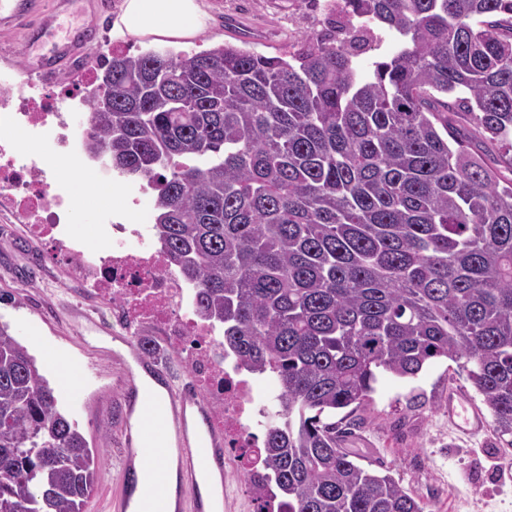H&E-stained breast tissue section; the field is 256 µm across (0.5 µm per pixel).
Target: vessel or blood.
I'll list each match as a JSON object with an SVG mask.
<instances>
[{
  "mask_svg": "<svg viewBox=\"0 0 512 512\" xmlns=\"http://www.w3.org/2000/svg\"><path fill=\"white\" fill-rule=\"evenodd\" d=\"M71 0H56L53 8H45L43 0H0V27L21 18L34 20L37 28L27 40L26 54L31 71L50 75L62 61L77 53L92 55L88 27L77 25L61 29L58 18L66 12ZM61 31L52 55L38 53L39 34ZM119 340L134 354L141 371L163 391L162 415L170 440L171 454L176 459L178 489L174 512H221L217 496L224 491V440L211 426V409L189 382L176 380L169 369L157 360L140 354L133 332L119 333ZM149 395L141 391L137 379L126 375L119 390L118 412L122 426L124 452L119 470L123 482L118 497L107 505L108 512H129L134 499L146 498V490L139 484L142 470L151 468V459L141 455L144 437L130 424L136 415L151 411ZM449 417L458 421V429L467 435L483 428L482 418L468 410L449 405Z\"/></svg>",
  "mask_w": 512,
  "mask_h": 512,
  "instance_id": "b4317fda",
  "label": "vessel or blood"
}]
</instances>
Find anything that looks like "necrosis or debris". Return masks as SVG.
Instances as JSON below:
<instances>
[{"label":"necrosis or debris","instance_id":"4bbe7bcc","mask_svg":"<svg viewBox=\"0 0 512 512\" xmlns=\"http://www.w3.org/2000/svg\"><path fill=\"white\" fill-rule=\"evenodd\" d=\"M108 58V51H97L95 61L77 67L64 92L29 81L18 92L0 96V224L46 239L69 265L73 286L111 302L113 323L161 337L178 353L193 387L215 409L227 464L262 482L257 459L269 409L253 377L225 354L221 330L195 318L191 288L170 270L160 248H143V233L126 214L108 219L97 245L72 228L76 201L55 166L79 170L92 165L101 181H112L104 161L85 155L87 131L75 128L71 116L86 105L95 90L90 77ZM49 137L56 143L50 157L42 152Z\"/></svg>","mask_w":512,"mask_h":512}]
</instances>
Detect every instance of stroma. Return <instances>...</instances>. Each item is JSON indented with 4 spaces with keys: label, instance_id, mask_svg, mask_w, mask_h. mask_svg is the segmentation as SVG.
I'll return each mask as SVG.
<instances>
[{
    "label": "stroma",
    "instance_id": "obj_1",
    "mask_svg": "<svg viewBox=\"0 0 512 512\" xmlns=\"http://www.w3.org/2000/svg\"><path fill=\"white\" fill-rule=\"evenodd\" d=\"M324 0H203L210 16L198 37L184 41L186 51H201L219 44L268 56L298 49L307 37L326 26ZM123 0H76L75 13L95 19V42L100 48L134 54L148 50L144 39L116 38L112 27ZM26 32L0 29V71H9L0 82V93L17 89L28 72ZM70 191L78 202L73 225L91 242L102 238V224L112 211L125 208L139 185L129 182L114 202L104 204L92 187L99 179L94 170L82 175L67 173ZM96 312L111 325L109 304L89 302L68 281L66 267L48 246L25 235L0 237V320L9 333L25 345L35 339L50 343L60 357L86 370L80 384L60 380L45 368L59 403L76 420L90 447L99 451L92 499L118 492L117 458L122 436L116 426L117 397L124 371L112 356L113 342L103 338L101 348H84L81 314ZM457 392L470 407L482 410V398L458 363L439 358L411 378L382 375L371 404L360 413V422L344 445L370 461L393 470L402 486L418 496L426 512H512V448L503 449L492 426L474 435H462L448 420L445 404Z\"/></svg>",
    "mask_w": 512,
    "mask_h": 512
}]
</instances>
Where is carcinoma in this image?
Returning <instances> with one entry per match:
<instances>
[{"label": "carcinoma", "instance_id": "carcinoma-1", "mask_svg": "<svg viewBox=\"0 0 512 512\" xmlns=\"http://www.w3.org/2000/svg\"><path fill=\"white\" fill-rule=\"evenodd\" d=\"M396 35L363 74L327 35L265 56L112 53L85 152L155 187L153 231L224 349L274 379L264 463L288 512H425L342 447L379 375L471 365L512 436V0H344ZM346 411L334 421L338 411ZM88 442L0 322V512H84ZM465 127L468 128L471 137L469 147L478 153V155H480L489 166L500 171L502 176V185L511 181L512 168L509 166L508 159L512 155V152H506V150L501 148L499 145L484 143L472 127Z\"/></svg>", "mask_w": 512, "mask_h": 512}]
</instances>
